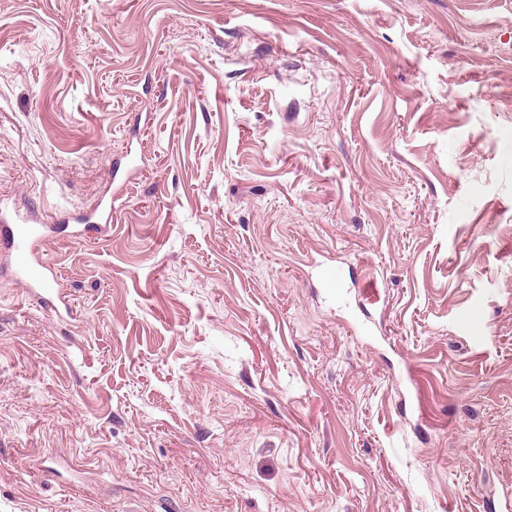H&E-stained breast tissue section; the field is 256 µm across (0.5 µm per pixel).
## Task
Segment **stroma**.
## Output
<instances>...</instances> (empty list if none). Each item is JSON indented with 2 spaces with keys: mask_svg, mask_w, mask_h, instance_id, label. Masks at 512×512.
Instances as JSON below:
<instances>
[{
  "mask_svg": "<svg viewBox=\"0 0 512 512\" xmlns=\"http://www.w3.org/2000/svg\"><path fill=\"white\" fill-rule=\"evenodd\" d=\"M0 512H505L512 0H0ZM19 220L23 223L1 224L0 233H7L9 244L18 255L16 279L29 292L39 294L58 280L59 270L38 260V246L48 233H55L60 224H27L24 217Z\"/></svg>",
  "mask_w": 512,
  "mask_h": 512,
  "instance_id": "stroma-1",
  "label": "stroma"
}]
</instances>
